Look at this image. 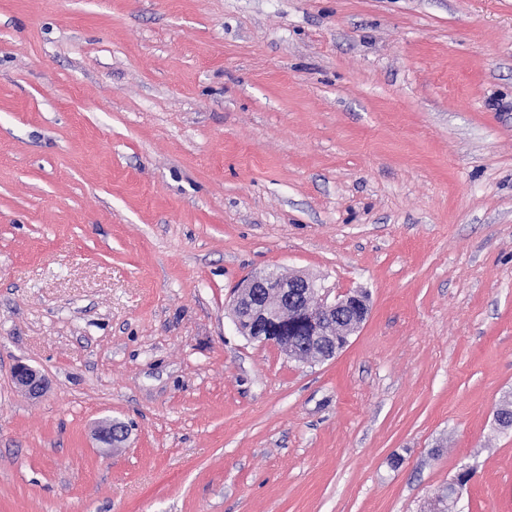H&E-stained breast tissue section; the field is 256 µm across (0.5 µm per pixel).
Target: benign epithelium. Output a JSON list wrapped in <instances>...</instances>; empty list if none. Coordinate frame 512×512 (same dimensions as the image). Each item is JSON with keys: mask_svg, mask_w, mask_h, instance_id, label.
Returning a JSON list of instances; mask_svg holds the SVG:
<instances>
[{"mask_svg": "<svg viewBox=\"0 0 512 512\" xmlns=\"http://www.w3.org/2000/svg\"><path fill=\"white\" fill-rule=\"evenodd\" d=\"M320 302V308H308L310 297ZM234 322L242 333L253 341L273 344L288 352L286 333L297 325L304 327L305 342L310 353L305 363H322L333 359L349 342L369 315L367 295L346 292L331 296L330 290L316 280L301 273L285 277L263 271L244 279L238 286L231 303ZM16 386L31 396L41 395L46 387L44 376L35 368L18 363L12 371ZM129 425L112 420L103 423L97 433L98 440L110 448H119L128 439ZM474 469L461 472L463 479L448 487V508H453L461 486L470 481Z\"/></svg>", "mask_w": 512, "mask_h": 512, "instance_id": "1", "label": "benign epithelium"}]
</instances>
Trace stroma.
Wrapping results in <instances>:
<instances>
[{
  "instance_id": "35a3bbf8",
  "label": "stroma",
  "mask_w": 512,
  "mask_h": 512,
  "mask_svg": "<svg viewBox=\"0 0 512 512\" xmlns=\"http://www.w3.org/2000/svg\"><path fill=\"white\" fill-rule=\"evenodd\" d=\"M263 269L371 316L298 362ZM506 400L512 0H0V512H512ZM237 288L231 310L242 335L263 344H273L288 354L291 343L283 334L302 325L303 345L310 350L309 355L304 356V363L333 359L369 315L367 295L346 292L330 298L329 289L301 273L284 277L263 271L244 279ZM312 296L320 302L319 309L307 307L308 304L311 308L319 305ZM336 326L341 333H336ZM336 336L345 338L336 342ZM12 378L16 386L24 389L31 396H40L46 387L44 376L25 363L20 362L14 366ZM129 425L123 421L112 420L103 423L97 433L98 440L110 448H119L128 439ZM475 472L474 468L468 467L465 468L461 475H463V480L456 479L455 482L451 483V485L448 487V495L440 498L437 497L436 500H432L430 504V512H448L449 511H455L451 510L458 502L459 495H460V489L461 486L467 482L470 481L472 474ZM448 498V507L444 505L445 499ZM437 504L440 506L438 507ZM433 509V510H432Z\"/></svg>"
}]
</instances>
